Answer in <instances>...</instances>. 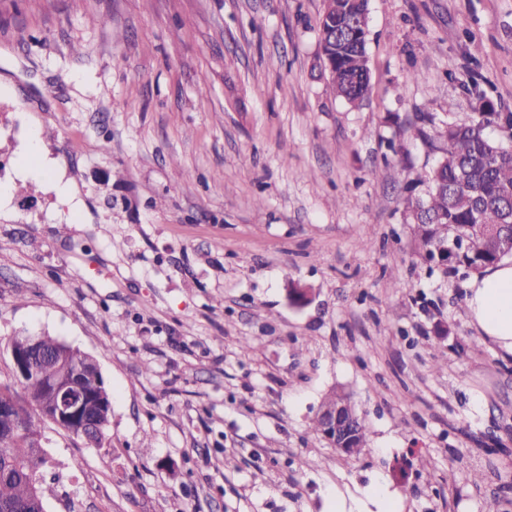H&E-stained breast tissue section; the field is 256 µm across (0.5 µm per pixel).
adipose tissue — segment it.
Here are the masks:
<instances>
[{"label": "adipose tissue", "mask_w": 512, "mask_h": 512, "mask_svg": "<svg viewBox=\"0 0 512 512\" xmlns=\"http://www.w3.org/2000/svg\"><path fill=\"white\" fill-rule=\"evenodd\" d=\"M20 154L27 163L16 170L17 178H31L37 170L49 173L48 191L69 209L79 207L80 201L65 170L37 137L27 138L20 147ZM466 304L481 338L512 356V264L500 263L488 269L484 276L470 280L466 288Z\"/></svg>", "instance_id": "adipose-tissue-1"}]
</instances>
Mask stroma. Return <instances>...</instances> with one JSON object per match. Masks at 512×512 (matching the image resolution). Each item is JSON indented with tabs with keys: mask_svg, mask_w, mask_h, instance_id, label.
Segmentation results:
<instances>
[{
	"mask_svg": "<svg viewBox=\"0 0 512 512\" xmlns=\"http://www.w3.org/2000/svg\"><path fill=\"white\" fill-rule=\"evenodd\" d=\"M323 7L0 0V382L10 338L47 332L112 394L104 447L46 424V512H512V357L467 276L414 254L406 191L434 163L419 113L512 111V0H370L356 108ZM30 132L80 210L23 192ZM335 388L354 456L312 428Z\"/></svg>",
	"mask_w": 512,
	"mask_h": 512,
	"instance_id": "obj_1",
	"label": "stroma"
}]
</instances>
